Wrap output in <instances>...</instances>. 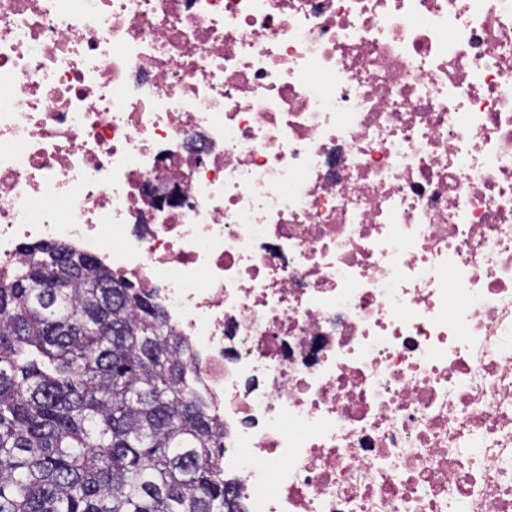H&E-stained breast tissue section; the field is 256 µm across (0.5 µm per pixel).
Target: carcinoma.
Wrapping results in <instances>:
<instances>
[{
	"label": "carcinoma",
	"instance_id": "cac0c4a2",
	"mask_svg": "<svg viewBox=\"0 0 512 512\" xmlns=\"http://www.w3.org/2000/svg\"><path fill=\"white\" fill-rule=\"evenodd\" d=\"M24 252L0 285V512H241L157 307L66 244Z\"/></svg>",
	"mask_w": 512,
	"mask_h": 512
}]
</instances>
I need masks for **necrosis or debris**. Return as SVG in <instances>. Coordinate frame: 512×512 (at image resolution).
<instances>
[{"label":"necrosis or debris","instance_id":"obj_1","mask_svg":"<svg viewBox=\"0 0 512 512\" xmlns=\"http://www.w3.org/2000/svg\"><path fill=\"white\" fill-rule=\"evenodd\" d=\"M53 242L244 512H512V0H0V279Z\"/></svg>","mask_w":512,"mask_h":512}]
</instances>
